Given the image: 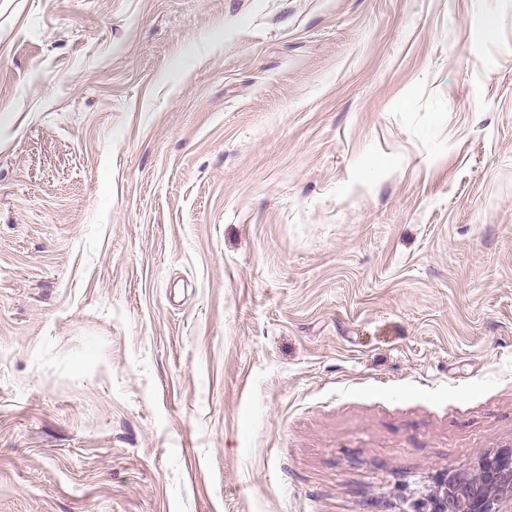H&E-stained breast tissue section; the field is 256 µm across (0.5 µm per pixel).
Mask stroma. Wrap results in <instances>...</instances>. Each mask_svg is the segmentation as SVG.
<instances>
[{
    "label": "stroma",
    "mask_w": 512,
    "mask_h": 512,
    "mask_svg": "<svg viewBox=\"0 0 512 512\" xmlns=\"http://www.w3.org/2000/svg\"><path fill=\"white\" fill-rule=\"evenodd\" d=\"M512 448V0H0V512H399Z\"/></svg>",
    "instance_id": "obj_1"
}]
</instances>
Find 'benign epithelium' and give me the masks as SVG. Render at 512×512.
Masks as SVG:
<instances>
[{
	"instance_id": "obj_1",
	"label": "benign epithelium",
	"mask_w": 512,
	"mask_h": 512,
	"mask_svg": "<svg viewBox=\"0 0 512 512\" xmlns=\"http://www.w3.org/2000/svg\"><path fill=\"white\" fill-rule=\"evenodd\" d=\"M512 501V448H500L462 471H439L427 492L402 498L401 512H502Z\"/></svg>"
}]
</instances>
